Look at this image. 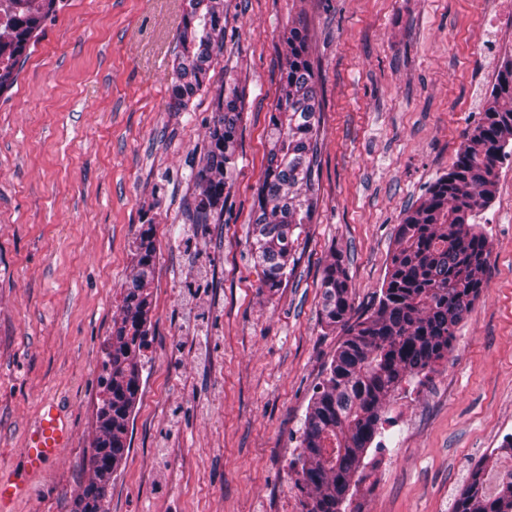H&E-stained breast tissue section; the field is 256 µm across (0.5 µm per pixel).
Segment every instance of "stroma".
<instances>
[{
    "instance_id": "obj_1",
    "label": "stroma",
    "mask_w": 512,
    "mask_h": 512,
    "mask_svg": "<svg viewBox=\"0 0 512 512\" xmlns=\"http://www.w3.org/2000/svg\"><path fill=\"white\" fill-rule=\"evenodd\" d=\"M185 0H57L0 92V468L41 401L74 438L12 512H72L90 475L103 349L143 224L156 246L131 447L106 512H302L289 465L343 339L320 279L339 252L374 303L406 211L447 172L505 53V0H224V45L188 111L168 108ZM322 77L319 178L275 295L247 241L291 27ZM246 92L224 216L193 221L191 173L224 80ZM479 220L488 286L435 371L389 405L385 447L345 512H454L512 433V163Z\"/></svg>"
}]
</instances>
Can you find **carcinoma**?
I'll return each mask as SVG.
<instances>
[{
	"label": "carcinoma",
	"mask_w": 512,
	"mask_h": 512,
	"mask_svg": "<svg viewBox=\"0 0 512 512\" xmlns=\"http://www.w3.org/2000/svg\"><path fill=\"white\" fill-rule=\"evenodd\" d=\"M54 0H10L0 32V89L9 86L29 39L51 15ZM224 40V0H186L180 50L175 57L171 102L188 111L209 80L213 53ZM281 91L268 122L265 170L252 210L249 253L262 267L263 288L277 293L295 263L296 230L310 220L314 203L318 136L323 112L321 75L307 52V34L293 28L287 38ZM242 97L236 84L223 87L208 128L204 164L192 174L199 187L200 223L224 214V187L235 167L241 138ZM512 157V58L492 86L480 120L457 151L448 171L426 190L398 225L391 268L378 302L353 318V288L340 254H332L320 283V316L340 328L344 340L314 393L304 419L300 451L292 462L304 512H342L362 460L390 423L384 409L402 383L431 372L448 359L455 329L487 288L491 253L476 217L495 193L496 167ZM156 259L153 225L140 232L136 264L122 288V317L104 349L97 434L87 483L73 512H106L114 474L125 461L129 419L140 387L151 284ZM502 455L512 458V434L474 466L455 512H512V469L497 492L487 494L484 474Z\"/></svg>",
	"instance_id": "cac0c4a2"
}]
</instances>
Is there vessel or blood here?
I'll list each match as a JSON object with an SVG mask.
<instances>
[{"label":"vessel or blood","mask_w":512,"mask_h":512,"mask_svg":"<svg viewBox=\"0 0 512 512\" xmlns=\"http://www.w3.org/2000/svg\"><path fill=\"white\" fill-rule=\"evenodd\" d=\"M72 439V427L59 405L43 403L23 450L22 469H0V512H6L10 503L24 493L29 478L50 467L60 449L68 447Z\"/></svg>","instance_id":"b4317fda"}]
</instances>
